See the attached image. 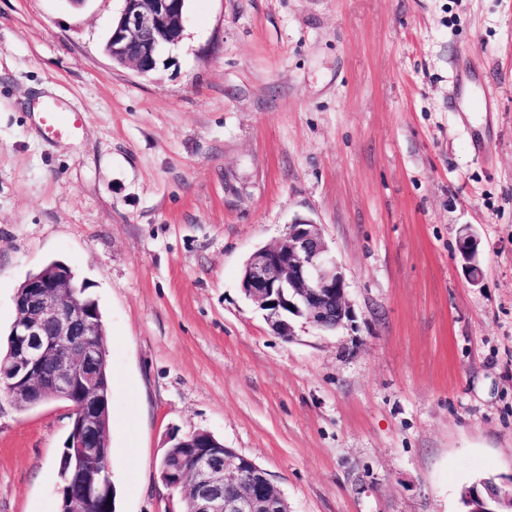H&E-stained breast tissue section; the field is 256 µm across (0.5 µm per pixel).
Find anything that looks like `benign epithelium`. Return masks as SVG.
<instances>
[{"label": "benign epithelium", "instance_id": "7a95c632", "mask_svg": "<svg viewBox=\"0 0 512 512\" xmlns=\"http://www.w3.org/2000/svg\"><path fill=\"white\" fill-rule=\"evenodd\" d=\"M185 0H124L112 21L105 54L140 75L159 67L163 53L182 40ZM478 239L466 231L458 249L472 283L482 278ZM241 290L264 311L272 331L295 336V321L332 331L350 320L345 275L329 255L321 225L296 217L276 243L256 249L243 267ZM70 268L55 266L30 275L15 296L16 318L8 353L0 362V390L17 404L69 402L70 433L61 471L66 512H106L109 470L107 431L101 414L109 400L98 374L107 360L100 342L103 322L81 298ZM187 462L179 469L160 463L162 481L183 494L189 512H290L267 473L248 457L226 448L208 431L179 438Z\"/></svg>", "mask_w": 512, "mask_h": 512}]
</instances>
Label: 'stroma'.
<instances>
[{"instance_id":"stroma-1","label":"stroma","mask_w":512,"mask_h":512,"mask_svg":"<svg viewBox=\"0 0 512 512\" xmlns=\"http://www.w3.org/2000/svg\"><path fill=\"white\" fill-rule=\"evenodd\" d=\"M122 7L0 0V346L20 284L68 264L119 380L116 512H184L159 465L197 430L291 512H465L512 479V0H187L146 77L103 51ZM464 58L491 122L463 110ZM45 93L76 137L43 136ZM297 215L352 318L287 340L240 275ZM68 432L65 403L0 391V512H58ZM478 248L477 237L466 229V232L460 236L458 241V249L464 261L466 273L472 283H478L482 278V268L476 260Z\"/></svg>"}]
</instances>
